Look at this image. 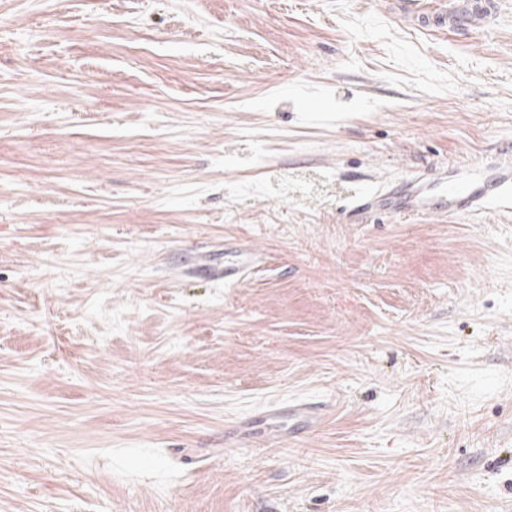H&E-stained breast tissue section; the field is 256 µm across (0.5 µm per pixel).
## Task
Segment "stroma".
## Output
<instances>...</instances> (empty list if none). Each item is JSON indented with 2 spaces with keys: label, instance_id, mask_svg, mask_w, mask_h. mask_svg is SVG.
<instances>
[{
  "label": "stroma",
  "instance_id": "stroma-1",
  "mask_svg": "<svg viewBox=\"0 0 512 512\" xmlns=\"http://www.w3.org/2000/svg\"><path fill=\"white\" fill-rule=\"evenodd\" d=\"M438 3L0 0V512H512V202L359 207L512 147Z\"/></svg>",
  "mask_w": 512,
  "mask_h": 512
}]
</instances>
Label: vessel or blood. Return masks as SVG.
<instances>
[{"label":"vessel or blood","instance_id":"b4317fda","mask_svg":"<svg viewBox=\"0 0 512 512\" xmlns=\"http://www.w3.org/2000/svg\"><path fill=\"white\" fill-rule=\"evenodd\" d=\"M498 0H469L465 9L449 6L438 14L439 25L450 28L469 27L472 13L492 16ZM512 190V149L501 151L499 158L478 168L469 177H453L439 173L425 180L406 181L396 192H379L370 196L366 207L398 209L420 213L430 210L470 211L482 207L489 199Z\"/></svg>","mask_w":512,"mask_h":512}]
</instances>
